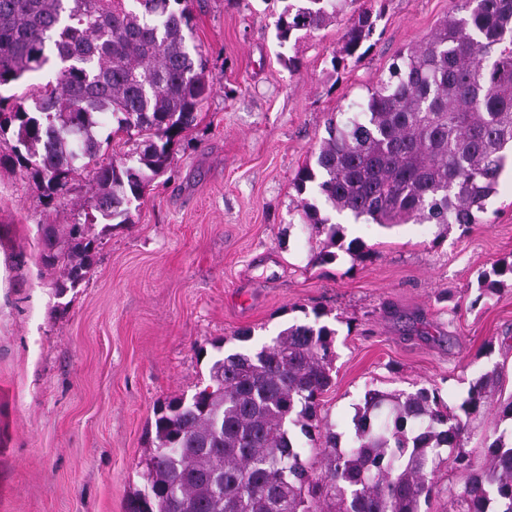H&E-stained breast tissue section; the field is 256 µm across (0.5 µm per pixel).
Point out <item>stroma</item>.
<instances>
[{
  "mask_svg": "<svg viewBox=\"0 0 512 512\" xmlns=\"http://www.w3.org/2000/svg\"><path fill=\"white\" fill-rule=\"evenodd\" d=\"M363 5L342 0L337 20L281 44L283 0H193L213 92L131 223L92 225L95 262L67 292L40 261L43 227L85 222L89 175L51 201L29 171L0 168V512H126L155 406L315 308L337 331L320 409L341 441L372 389L434 387L456 407L493 372L497 397L512 396V287L477 291L482 271L512 261V155L483 223L384 228L324 205L343 246L311 262L326 236L301 219L297 171L454 0H385L363 58L334 66ZM354 240L367 257L347 251Z\"/></svg>",
  "mask_w": 512,
  "mask_h": 512,
  "instance_id": "obj_1",
  "label": "stroma"
}]
</instances>
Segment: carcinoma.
Segmentation results:
<instances>
[{
  "instance_id": "carcinoma-1",
  "label": "carcinoma",
  "mask_w": 512,
  "mask_h": 512,
  "mask_svg": "<svg viewBox=\"0 0 512 512\" xmlns=\"http://www.w3.org/2000/svg\"><path fill=\"white\" fill-rule=\"evenodd\" d=\"M336 9L337 0L286 4L277 40L321 29ZM380 18L371 6L360 10L335 66L360 61ZM192 35L189 0H0V88L57 68L53 84L0 95V142L12 140L0 159L33 170L51 200L88 171L90 207L109 225L130 223L214 86ZM117 134L129 149L105 162L102 144ZM510 149L512 0H455L423 41L399 52L361 112L329 124L294 188L380 226L468 227L487 213ZM301 205L305 223L328 237L314 263L329 264L340 227L316 204ZM94 250L88 225L49 226L41 261L62 267L63 292L84 279ZM506 277L512 262L493 264L477 299ZM313 314V323L292 324L252 353L216 359L210 384L156 409L145 489L127 512H421L444 462L460 477L448 486L459 512H488L491 502L512 512V443L494 429L482 463L462 451L497 376L473 382L457 411L424 386L369 390L342 448L319 414L336 330ZM293 426L312 447L299 446Z\"/></svg>"
}]
</instances>
